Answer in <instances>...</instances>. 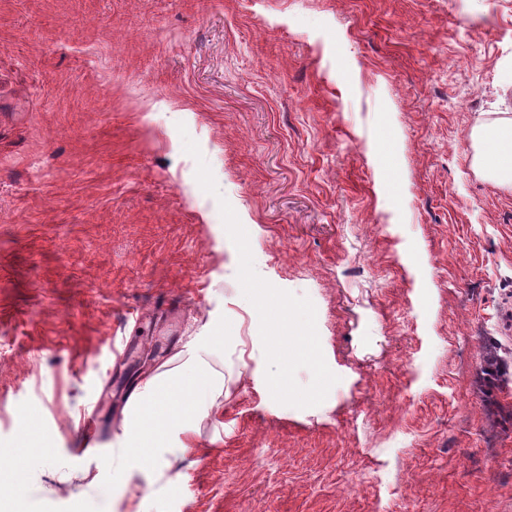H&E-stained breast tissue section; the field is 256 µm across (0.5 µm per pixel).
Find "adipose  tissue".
Returning a JSON list of instances; mask_svg holds the SVG:
<instances>
[{"mask_svg":"<svg viewBox=\"0 0 512 512\" xmlns=\"http://www.w3.org/2000/svg\"><path fill=\"white\" fill-rule=\"evenodd\" d=\"M473 140L484 177L512 186V118L476 127ZM223 348V337H207L188 351L178 369L145 380L132 401V419L124 435L126 452L156 461L190 448L198 422L213 415L224 393V376L209 361Z\"/></svg>","mask_w":512,"mask_h":512,"instance_id":"obj_1","label":"adipose tissue"}]
</instances>
